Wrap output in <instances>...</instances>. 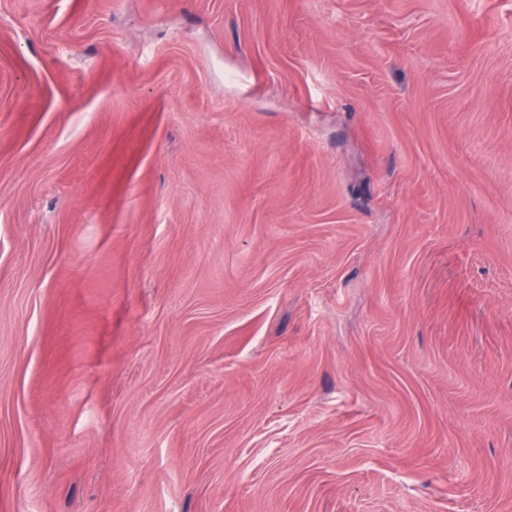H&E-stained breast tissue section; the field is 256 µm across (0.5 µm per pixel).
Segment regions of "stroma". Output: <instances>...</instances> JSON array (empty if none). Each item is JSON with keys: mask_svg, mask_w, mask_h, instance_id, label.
I'll return each instance as SVG.
<instances>
[{"mask_svg": "<svg viewBox=\"0 0 512 512\" xmlns=\"http://www.w3.org/2000/svg\"><path fill=\"white\" fill-rule=\"evenodd\" d=\"M0 512H512V0H0Z\"/></svg>", "mask_w": 512, "mask_h": 512, "instance_id": "1", "label": "stroma"}]
</instances>
